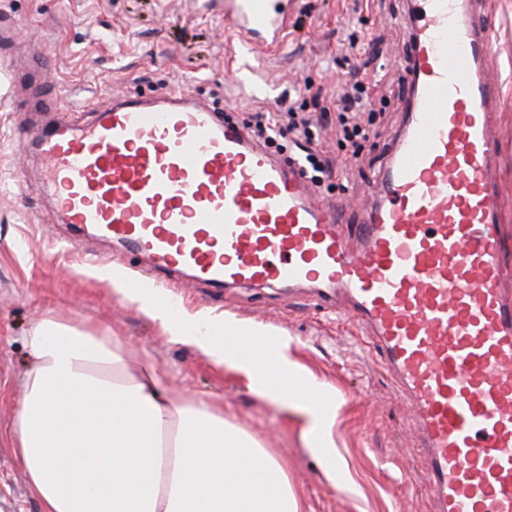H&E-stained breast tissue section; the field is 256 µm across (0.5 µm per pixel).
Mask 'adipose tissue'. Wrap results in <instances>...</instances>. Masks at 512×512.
<instances>
[{
	"mask_svg": "<svg viewBox=\"0 0 512 512\" xmlns=\"http://www.w3.org/2000/svg\"><path fill=\"white\" fill-rule=\"evenodd\" d=\"M139 309L215 365L245 371L259 394L308 406L270 381L294 373L280 351L260 363L236 351L234 338L258 328L188 322L150 297ZM25 342L31 361L9 435L43 512H299L280 461L208 402L172 398L151 355L129 365L119 337L50 314Z\"/></svg>",
	"mask_w": 512,
	"mask_h": 512,
	"instance_id": "ef3b65f1",
	"label": "adipose tissue"
}]
</instances>
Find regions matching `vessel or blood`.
Here are the masks:
<instances>
[{
	"label": "vessel or blood",
	"mask_w": 512,
	"mask_h": 512,
	"mask_svg": "<svg viewBox=\"0 0 512 512\" xmlns=\"http://www.w3.org/2000/svg\"><path fill=\"white\" fill-rule=\"evenodd\" d=\"M474 0H413L408 126L355 242L296 164L184 93L113 98L85 125L32 130L61 223L224 285L339 289L406 392L434 512H512V304L489 116L492 39ZM288 0H224L243 44L278 42Z\"/></svg>",
	"instance_id": "b4317fda"
}]
</instances>
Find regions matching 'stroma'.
<instances>
[{
    "label": "stroma",
    "mask_w": 512,
    "mask_h": 512,
    "mask_svg": "<svg viewBox=\"0 0 512 512\" xmlns=\"http://www.w3.org/2000/svg\"><path fill=\"white\" fill-rule=\"evenodd\" d=\"M494 38L490 73L501 105L492 115L499 143L496 180L503 211L500 257L512 290V0H485ZM407 0H296L281 46L227 39L224 0H0L13 37L0 46V512H42L16 460L6 430L19 380L29 362L25 336L47 310L71 325L111 328L128 358L150 353L170 395L211 402L288 470L302 512H429L419 438L411 408L346 301L321 306L305 287L215 288L184 272L157 270L112 241L76 236L58 223L43 189L42 162L27 123H85L94 108L124 94L190 91L236 120L277 111L297 94L332 93L352 66L379 81L385 98L373 134L358 156L341 149L336 112L320 118L318 147L333 168L324 202L341 203L349 224L363 223L366 190L404 128L411 96L404 74ZM368 46L351 55L349 32ZM23 180L25 190L13 184ZM69 239L71 250L59 242ZM122 270L123 291L104 271ZM172 302L191 320L232 317L261 328L316 384L330 415L329 443L303 410L262 399L248 375L214 365L174 341L142 314L137 293Z\"/></svg>",
    "instance_id": "1"
}]
</instances>
